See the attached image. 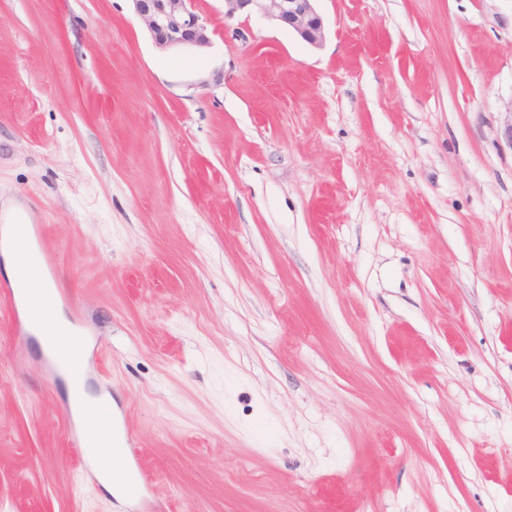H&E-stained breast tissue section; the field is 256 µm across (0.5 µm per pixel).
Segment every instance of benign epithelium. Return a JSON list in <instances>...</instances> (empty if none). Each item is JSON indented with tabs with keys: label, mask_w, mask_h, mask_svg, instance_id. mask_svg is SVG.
Here are the masks:
<instances>
[{
	"label": "benign epithelium",
	"mask_w": 512,
	"mask_h": 512,
	"mask_svg": "<svg viewBox=\"0 0 512 512\" xmlns=\"http://www.w3.org/2000/svg\"><path fill=\"white\" fill-rule=\"evenodd\" d=\"M133 10L162 50L209 47L207 22L195 11L193 0H131ZM316 0H224V16L248 9L260 12L295 32L312 47L323 44L325 21Z\"/></svg>",
	"instance_id": "obj_1"
}]
</instances>
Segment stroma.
<instances>
[{
  "instance_id": "stroma-1",
  "label": "stroma",
  "mask_w": 512,
  "mask_h": 512,
  "mask_svg": "<svg viewBox=\"0 0 512 512\" xmlns=\"http://www.w3.org/2000/svg\"><path fill=\"white\" fill-rule=\"evenodd\" d=\"M194 7L0 0V199L152 512H512V0ZM80 430L0 297V512H132ZM133 10L162 50L209 47L207 22L195 11L193 0H130ZM317 0H224V17L248 9L271 17L288 27L312 47H320L326 36L325 21L315 7ZM34 235L36 237L37 247H38L37 251L34 253L27 251V246H28V241H29V232L27 235H26V233H23L19 238H16L15 241L18 244V246H20L22 249L26 250L27 251L26 253L29 255L37 256L38 254H41L42 263H43V265L46 266V268L41 265V266H39L38 269L41 272H43L44 269H47L52 274L53 273L52 266L55 263V257L53 255V253L51 252V250L49 249V247L47 246V244L45 243V241L42 239V237L37 229H34Z\"/></svg>"
}]
</instances>
